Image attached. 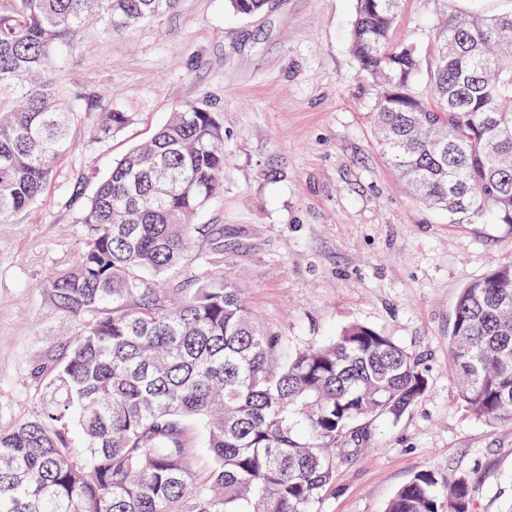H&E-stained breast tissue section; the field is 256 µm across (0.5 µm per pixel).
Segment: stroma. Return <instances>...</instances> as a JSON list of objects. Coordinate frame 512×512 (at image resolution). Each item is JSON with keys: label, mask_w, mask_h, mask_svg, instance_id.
<instances>
[{"label": "stroma", "mask_w": 512, "mask_h": 512, "mask_svg": "<svg viewBox=\"0 0 512 512\" xmlns=\"http://www.w3.org/2000/svg\"><path fill=\"white\" fill-rule=\"evenodd\" d=\"M469 0H403L393 40L429 57L450 8ZM354 0H274L251 17L225 0H178L124 33L90 31L55 77L67 99L103 97L129 123L89 135L44 198L0 221V429L41 414L43 367L62 358L75 322L44 293L84 242L80 217L97 185L186 102L224 126V190L198 213L210 227L178 276L204 279L199 254L223 241L224 271L288 354L353 323L424 360L429 391L378 423L365 455L339 464L319 512H385L415 475H468L477 512H512V424L486 425L457 402L448 331L456 298L492 263L512 259V224H452L413 197L387 164L373 112L377 89L351 51Z\"/></svg>", "instance_id": "stroma-1"}]
</instances>
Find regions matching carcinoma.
<instances>
[{
	"mask_svg": "<svg viewBox=\"0 0 512 512\" xmlns=\"http://www.w3.org/2000/svg\"><path fill=\"white\" fill-rule=\"evenodd\" d=\"M352 52L378 88L374 119L388 163L423 204L466 224H512V12L452 10L419 88L422 59L392 42L402 0H355ZM178 0H13L0 9V220L41 198L76 148L78 113L55 80L58 51L88 34L161 17ZM237 15L267 0H228ZM95 138L129 121L97 99ZM224 187V126L186 103L119 160L80 223L74 264L42 288L77 323L56 361L51 400L0 429V512H318L339 462L372 424L428 391L420 358L352 324L279 354L220 262L196 286L148 276L181 268L209 226L196 212ZM448 355L460 405L512 423V260L459 293ZM85 457L72 454L68 420ZM212 464L200 466L191 426ZM386 512H475V481L416 475Z\"/></svg>",
	"mask_w": 512,
	"mask_h": 512,
	"instance_id": "1",
	"label": "carcinoma"
}]
</instances>
